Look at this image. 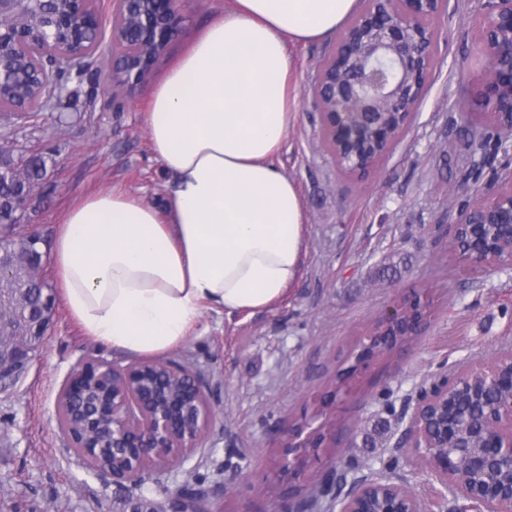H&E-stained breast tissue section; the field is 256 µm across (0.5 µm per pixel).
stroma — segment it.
<instances>
[{
  "label": "stroma",
  "instance_id": "stroma-1",
  "mask_svg": "<svg viewBox=\"0 0 512 512\" xmlns=\"http://www.w3.org/2000/svg\"><path fill=\"white\" fill-rule=\"evenodd\" d=\"M231 0H183L181 30L155 61L150 76L122 111L84 112L63 102L60 124L12 131L14 159L50 155L51 185L27 208L26 223L53 241L62 211L98 190L139 195L162 206L170 179L151 152L144 111L166 71L201 26ZM483 0H445L435 17L434 63L428 90L406 131L370 174L343 173L320 150L311 87L317 65L334 50L338 33L291 45L296 120L274 159L297 187L307 212L301 272L271 310L232 318L204 311L186 342L167 360L198 371L217 416L190 471L151 473L140 487L114 483L90 467L62 433L56 399L80 361L132 358L85 336L57 302L53 328L22 379L0 389V512H125L144 496L191 484L221 512H264L278 493L304 496L329 472L406 482L435 498L437 483L411 452L397 448L404 414L431 375L453 373L512 349V269L474 271L439 235L448 223L450 189L470 165L469 133L489 116L461 112L465 93L482 72L479 53ZM404 266L392 280L377 275L385 257ZM418 296L427 325L344 382L357 338L389 306ZM336 393V403L324 398ZM321 429L324 441L295 476L280 473L281 433L297 424ZM383 427L375 447L364 444Z\"/></svg>",
  "mask_w": 512,
  "mask_h": 512
}]
</instances>
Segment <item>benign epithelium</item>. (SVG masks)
Segmentation results:
<instances>
[{"label": "benign epithelium", "mask_w": 512, "mask_h": 512, "mask_svg": "<svg viewBox=\"0 0 512 512\" xmlns=\"http://www.w3.org/2000/svg\"><path fill=\"white\" fill-rule=\"evenodd\" d=\"M65 14L56 11L53 0H0V78L12 67L13 58L28 53L41 42L47 29H62L79 39L85 29L83 12L88 0H70ZM371 10L357 14L354 24L341 34L332 59L338 76L319 80L313 89V105L320 108L325 135L322 145L337 159L336 165L351 175L363 177L376 168L347 166L349 157L359 155L370 144L391 148V120L408 127L427 88L429 60L434 37L423 29V19L437 14L443 0H374ZM42 16L43 26L22 27L14 22L27 6ZM135 19L130 37L142 53L164 51L179 32L184 15L180 0H113V15ZM482 46L488 68L473 82L466 111L480 107L491 118L493 134L512 141V0H486ZM149 59L141 65L112 56V75L105 89L112 104L124 105L151 69ZM450 247L478 271L512 268V250L502 259L488 252L477 236L463 242L458 229L466 224H496L498 235L512 244V173L504 180L495 177L473 191L462 182L453 191ZM27 278L43 287L24 327L0 329V375L13 372L33 359V351L53 324L52 294L47 288L45 260H37ZM418 318L411 335L426 324L425 305L415 298L399 304L384 315L394 327L404 324L407 310ZM474 378L512 395V370L495 363L472 367L453 376L441 374L419 389L397 447L407 448L421 467L441 486L438 501L431 504L417 497L405 483L355 480L351 489L336 497L338 512H367L374 497L390 494L393 502L386 512H433L432 506L451 492L462 500L461 512H512V402L482 406L477 419L462 415L457 393L468 389ZM87 388L93 392L83 410L78 431L62 423L63 434L84 459L99 444H110L112 466L96 470L117 483L144 484L155 470L179 468L203 446L206 432L216 417L209 395L191 370L159 361H142L118 366L103 359L78 364L61 389L57 411L67 407V391ZM470 390V389H468ZM473 398L480 393L470 390ZM306 426L288 430L284 454L292 457L286 473H297L309 448L320 447L324 436ZM334 485L327 475L309 495L275 512H308L311 503ZM171 512H214L203 493L183 485L170 493Z\"/></svg>", "instance_id": "1"}]
</instances>
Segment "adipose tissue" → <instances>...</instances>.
<instances>
[{"instance_id":"ef3b65f1","label":"adipose tissue","mask_w":512,"mask_h":512,"mask_svg":"<svg viewBox=\"0 0 512 512\" xmlns=\"http://www.w3.org/2000/svg\"><path fill=\"white\" fill-rule=\"evenodd\" d=\"M356 0H234L156 85L145 123L173 177L164 207L99 191L59 222L53 263L86 335L134 357L179 347L204 310H269L296 281L307 216L273 165L296 119L290 44Z\"/></svg>"}]
</instances>
